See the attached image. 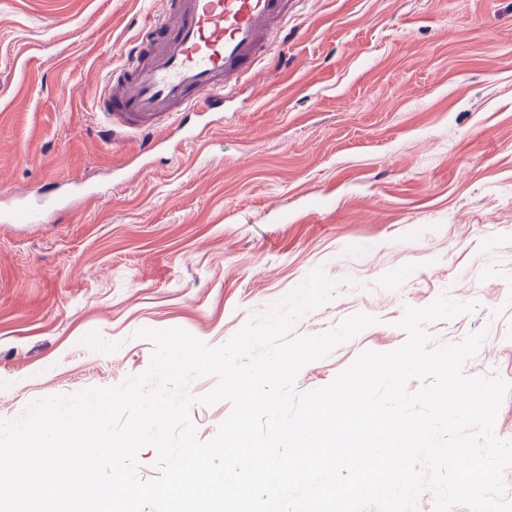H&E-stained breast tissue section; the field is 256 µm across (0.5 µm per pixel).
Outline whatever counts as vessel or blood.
Instances as JSON below:
<instances>
[{
	"label": "vessel or blood",
	"mask_w": 512,
	"mask_h": 512,
	"mask_svg": "<svg viewBox=\"0 0 512 512\" xmlns=\"http://www.w3.org/2000/svg\"><path fill=\"white\" fill-rule=\"evenodd\" d=\"M292 0H166L145 26L100 108L111 136L134 135L142 154L156 152L160 124L221 111L224 95L262 61L283 69L272 30Z\"/></svg>",
	"instance_id": "vessel-or-blood-1"
}]
</instances>
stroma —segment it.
<instances>
[{
    "mask_svg": "<svg viewBox=\"0 0 512 512\" xmlns=\"http://www.w3.org/2000/svg\"><path fill=\"white\" fill-rule=\"evenodd\" d=\"M163 0H0V212L82 187L36 226L0 223V419L149 366L142 328L226 343L316 268L339 286L293 336L374 325L306 364L323 387L407 339L405 306L472 312L470 375L512 383V0H295L288 67L260 65L199 141L140 155L97 96Z\"/></svg>",
    "mask_w": 512,
    "mask_h": 512,
    "instance_id": "35a3bbf8",
    "label": "stroma"
}]
</instances>
